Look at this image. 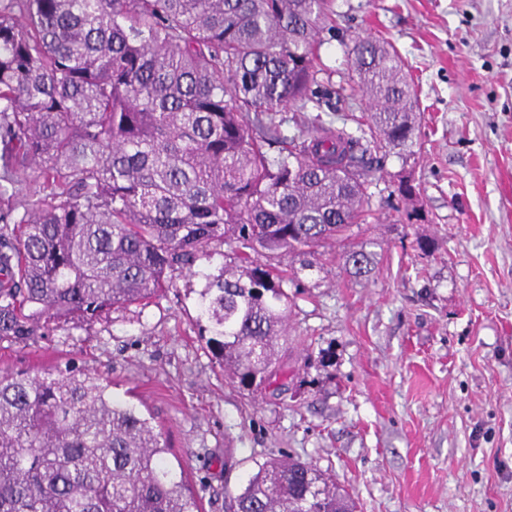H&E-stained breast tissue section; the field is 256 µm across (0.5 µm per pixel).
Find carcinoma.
Instances as JSON below:
<instances>
[{"label":"carcinoma","mask_w":512,"mask_h":512,"mask_svg":"<svg viewBox=\"0 0 512 512\" xmlns=\"http://www.w3.org/2000/svg\"><path fill=\"white\" fill-rule=\"evenodd\" d=\"M334 0H0V340L43 322L90 321L148 304L208 248L206 345L237 387L271 384L291 299L281 257L320 249L365 221L366 156L402 154L416 113L390 46L349 51L373 104L369 130L319 110L320 32ZM36 167L43 193L23 194ZM360 278L374 253L352 247ZM155 416L74 367L0 373V512H202ZM228 512H353L313 462L269 456Z\"/></svg>","instance_id":"1"}]
</instances>
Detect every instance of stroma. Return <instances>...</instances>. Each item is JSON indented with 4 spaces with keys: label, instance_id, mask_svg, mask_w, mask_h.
<instances>
[{
    "label": "stroma",
    "instance_id": "obj_1",
    "mask_svg": "<svg viewBox=\"0 0 512 512\" xmlns=\"http://www.w3.org/2000/svg\"><path fill=\"white\" fill-rule=\"evenodd\" d=\"M367 36L397 49L419 127L371 166L355 230L369 277L350 278L334 243L313 272L284 259L282 389L232 387L199 334L219 246L149 305L0 340L1 371L76 366L153 410L203 512L281 452L328 470L357 512H512V0H336L320 34L334 90Z\"/></svg>",
    "mask_w": 512,
    "mask_h": 512
}]
</instances>
